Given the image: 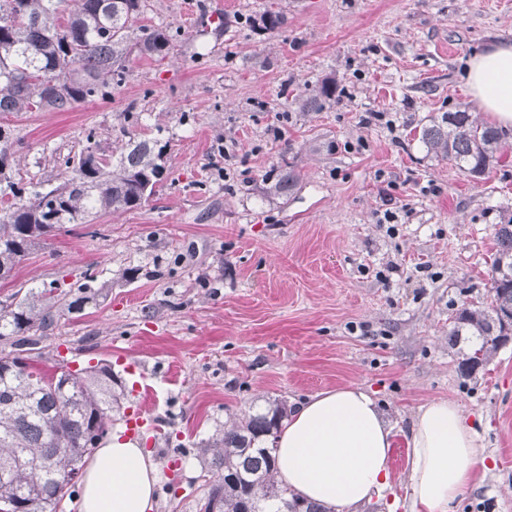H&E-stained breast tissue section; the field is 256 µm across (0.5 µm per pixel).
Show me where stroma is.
<instances>
[{
  "label": "stroma",
  "mask_w": 512,
  "mask_h": 512,
  "mask_svg": "<svg viewBox=\"0 0 512 512\" xmlns=\"http://www.w3.org/2000/svg\"><path fill=\"white\" fill-rule=\"evenodd\" d=\"M268 9L286 25L265 30ZM134 24L168 30L169 51L130 56L111 97L0 116L34 182L60 183L90 133L107 156L130 136L163 147L147 203L61 225L0 280V300L103 292L62 313L34 366L121 377L112 428L150 421L154 512H200L198 450L230 417L348 385L395 427L392 489L358 512H405L406 435L440 399L481 417L490 467L456 512H512V342L464 377L448 340L455 310L491 302L512 153L477 179L420 140L442 113L473 110L466 62L512 36V0H143ZM325 81L335 101L302 110ZM286 166L297 182L275 193Z\"/></svg>",
  "instance_id": "35a3bbf8"
}]
</instances>
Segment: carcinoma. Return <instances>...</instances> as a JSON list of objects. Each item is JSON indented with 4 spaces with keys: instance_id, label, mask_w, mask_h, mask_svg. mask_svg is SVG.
<instances>
[{
    "instance_id": "obj_1",
    "label": "carcinoma",
    "mask_w": 512,
    "mask_h": 512,
    "mask_svg": "<svg viewBox=\"0 0 512 512\" xmlns=\"http://www.w3.org/2000/svg\"><path fill=\"white\" fill-rule=\"evenodd\" d=\"M142 0H0V112H67L75 104L104 98L126 75V59L136 51L163 57L168 36L157 28L132 29ZM280 11L267 10L263 27L285 24ZM64 77L66 85L52 91ZM336 98L324 82L309 100L312 108ZM94 133L79 155L65 161L67 175L45 191L40 184L13 180L17 141L0 125V280L39 246L58 224H85L101 211H129L146 203L163 182L162 150L150 139L128 140L116 158L96 160ZM421 139L436 155L473 177L494 167L507 150L497 128L471 112H445L425 127ZM491 304L456 310L448 328L453 345L467 343L459 363L470 376L512 333V215L494 225ZM100 290L80 284L65 293L18 289L0 301V512H57L74 495V472L93 453L94 438L112 427V413L124 392L108 365L88 366L66 378L35 369L33 357L56 317L97 304ZM288 417L280 403L266 413H244L231 428L208 441L199 453L208 460L214 483L208 502L216 512H325L300 501L276 478L273 449L264 435Z\"/></svg>"
}]
</instances>
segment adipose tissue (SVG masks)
<instances>
[{
	"label": "adipose tissue",
	"mask_w": 512,
	"mask_h": 512,
	"mask_svg": "<svg viewBox=\"0 0 512 512\" xmlns=\"http://www.w3.org/2000/svg\"><path fill=\"white\" fill-rule=\"evenodd\" d=\"M467 83L477 109L512 128V39L475 54ZM275 444L279 480L327 512L370 501L389 486L392 429L362 387L311 396L290 414ZM407 445L408 512H452L487 473L479 432L454 401L421 407ZM157 484L144 448L113 434L86 469L82 512H153Z\"/></svg>",
	"instance_id": "adipose-tissue-1"
}]
</instances>
